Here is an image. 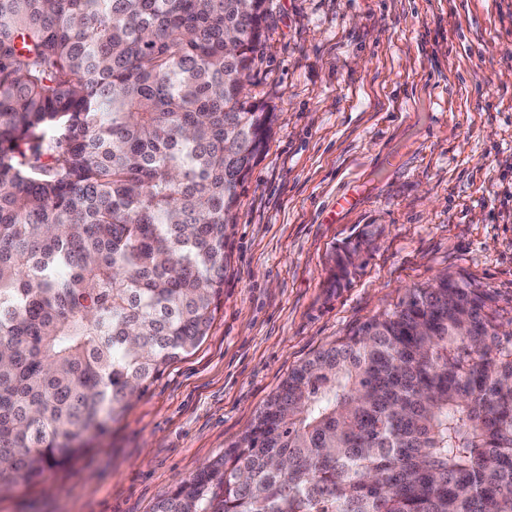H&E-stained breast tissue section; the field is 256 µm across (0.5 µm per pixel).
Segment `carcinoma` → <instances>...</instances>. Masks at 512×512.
Here are the masks:
<instances>
[{"label":"carcinoma","mask_w":512,"mask_h":512,"mask_svg":"<svg viewBox=\"0 0 512 512\" xmlns=\"http://www.w3.org/2000/svg\"><path fill=\"white\" fill-rule=\"evenodd\" d=\"M268 0H0V481L207 336L274 113ZM336 250V283L368 248ZM443 274L294 368L156 512H512V331Z\"/></svg>","instance_id":"1"}]
</instances>
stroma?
I'll return each instance as SVG.
<instances>
[{
    "label": "stroma",
    "instance_id": "obj_1",
    "mask_svg": "<svg viewBox=\"0 0 512 512\" xmlns=\"http://www.w3.org/2000/svg\"><path fill=\"white\" fill-rule=\"evenodd\" d=\"M247 92L275 112L207 336L0 512H154L289 372L444 273L512 308V0H272ZM355 194L348 210L336 199ZM373 243L333 286L336 248Z\"/></svg>",
    "mask_w": 512,
    "mask_h": 512
}]
</instances>
